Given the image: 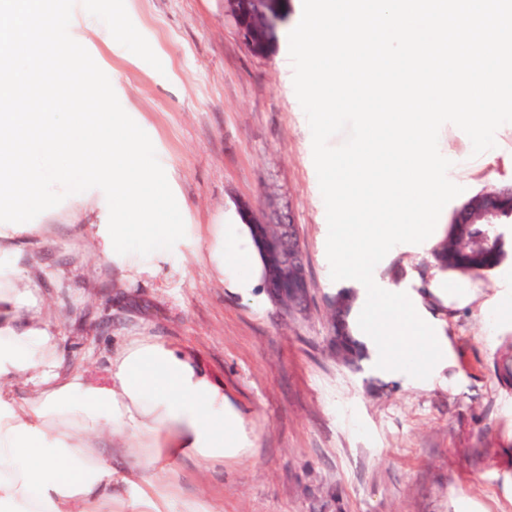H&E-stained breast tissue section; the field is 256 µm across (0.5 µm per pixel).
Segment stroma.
<instances>
[{
    "label": "stroma",
    "instance_id": "obj_1",
    "mask_svg": "<svg viewBox=\"0 0 512 512\" xmlns=\"http://www.w3.org/2000/svg\"><path fill=\"white\" fill-rule=\"evenodd\" d=\"M69 32L107 74L149 135L186 236L131 268L102 250V190L41 213L0 257L60 340L65 365L103 374L128 336L181 345L224 384L250 432L251 453L210 471L168 463L205 512H512V386L497 366L512 330L485 303L494 273L466 276L478 293L441 309L455 361L414 386L384 381L328 347L325 203L312 136L280 53L253 56L224 0H77ZM483 158L454 124L439 132L449 179L465 198L512 186V123ZM268 224H296L310 285L305 313L274 305L262 285L234 288L209 260L216 225L239 200ZM431 247L396 246L374 274L423 292L438 275Z\"/></svg>",
    "mask_w": 512,
    "mask_h": 512
}]
</instances>
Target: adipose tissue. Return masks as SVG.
Segmentation results:
<instances>
[{
  "label": "adipose tissue",
  "mask_w": 512,
  "mask_h": 512,
  "mask_svg": "<svg viewBox=\"0 0 512 512\" xmlns=\"http://www.w3.org/2000/svg\"><path fill=\"white\" fill-rule=\"evenodd\" d=\"M218 227L211 256L221 270L242 265L249 238ZM25 293L0 267V512H197L158 462L222 469L251 451L239 413L189 353L138 338L112 354L103 379L62 368L58 339L21 318ZM25 381L22 401L10 387ZM154 469L119 492L113 457Z\"/></svg>",
  "instance_id": "1"
}]
</instances>
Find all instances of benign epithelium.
Segmentation results:
<instances>
[{"mask_svg":"<svg viewBox=\"0 0 512 512\" xmlns=\"http://www.w3.org/2000/svg\"><path fill=\"white\" fill-rule=\"evenodd\" d=\"M289 0H224V15L229 18L249 51L258 57L270 55L272 36L288 15ZM512 209V188L488 190L466 201L461 209L480 214L488 224L496 223L503 208ZM244 224L253 230L261 264L264 268L263 288L270 300L278 304L288 298V310L297 312L309 300L307 264L294 224H281V243L272 245L264 236L248 201L238 203Z\"/></svg>","mask_w":512,"mask_h":512,"instance_id":"7a95c632","label":"benign epithelium"}]
</instances>
